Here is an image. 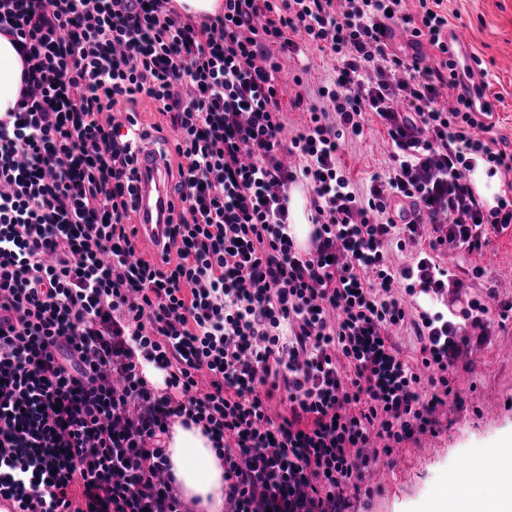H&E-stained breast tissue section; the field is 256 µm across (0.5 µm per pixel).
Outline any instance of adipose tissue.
<instances>
[{"mask_svg":"<svg viewBox=\"0 0 512 512\" xmlns=\"http://www.w3.org/2000/svg\"><path fill=\"white\" fill-rule=\"evenodd\" d=\"M21 71L13 45L0 36V113L14 107ZM165 445L175 486L185 504L195 505L198 512H224V463L201 427L174 423ZM481 466L498 474L486 493L472 494L467 482L449 477L432 492L434 512H512V438Z\"/></svg>","mask_w":512,"mask_h":512,"instance_id":"1","label":"adipose tissue"}]
</instances>
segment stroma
Here are the masks:
<instances>
[{
	"label": "stroma",
	"instance_id": "35a3bbf8",
	"mask_svg": "<svg viewBox=\"0 0 512 512\" xmlns=\"http://www.w3.org/2000/svg\"><path fill=\"white\" fill-rule=\"evenodd\" d=\"M448 30L470 55L482 61L486 98L493 101V134L501 148L512 152V0H447ZM308 70L297 75L294 61H284L278 75L281 107L287 129L304 124L307 114L295 99L302 89L324 84L332 74V62L317 48H309ZM363 139L347 143L341 161L359 186L390 163L387 138L376 119L365 124ZM458 280L442 300L418 297V304L431 313L462 314L470 299L495 294L498 301L512 303V231L491 233L489 243L473 254H443L439 257ZM490 267L484 280L468 276L472 266ZM487 333L471 336L453 368L461 378V401L452 410L438 412L437 434H423L404 443L401 453L380 457L379 469L392 479L374 495L370 504H356L353 512H428L430 491L458 470L460 458L481 462L490 451L512 437V318L487 316ZM495 412H488V405Z\"/></svg>",
	"mask_w": 512,
	"mask_h": 512
}]
</instances>
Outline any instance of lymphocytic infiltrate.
Masks as SVG:
<instances>
[{"mask_svg":"<svg viewBox=\"0 0 512 512\" xmlns=\"http://www.w3.org/2000/svg\"><path fill=\"white\" fill-rule=\"evenodd\" d=\"M0 0L24 68L0 113V500L9 512H191L164 437L202 426L231 512H348L347 489L394 446L435 432L460 398L448 371L464 323L408 306L443 295L432 252H481L512 225V153L479 136L455 72L444 0ZM400 26L436 51L395 52ZM334 75L284 137L276 75L309 46ZM452 91L455 104L441 103ZM166 119L159 152L173 234L139 248L138 108ZM390 165L361 190L340 162L366 114ZM507 176L486 206L476 161ZM305 184L314 230L288 234ZM409 200L400 219L393 198ZM419 249L393 269L390 246ZM419 344L405 356L393 329ZM164 373L148 384L134 352ZM284 410L270 414L271 402ZM175 5L182 12H187L195 16L204 14L214 15L222 6V0H174ZM185 9V10H184Z\"/></svg>","mask_w":512,"mask_h":512,"instance_id":"lymphocytic-infiltrate-1","label":"lymphocytic infiltrate"}]
</instances>
